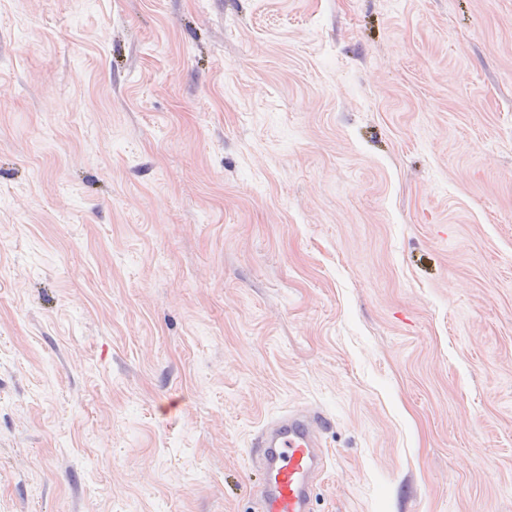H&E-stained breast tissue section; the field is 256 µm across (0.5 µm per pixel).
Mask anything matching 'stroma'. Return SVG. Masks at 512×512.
I'll list each match as a JSON object with an SVG mask.
<instances>
[{"label":"stroma","mask_w":512,"mask_h":512,"mask_svg":"<svg viewBox=\"0 0 512 512\" xmlns=\"http://www.w3.org/2000/svg\"><path fill=\"white\" fill-rule=\"evenodd\" d=\"M512 512V0H0V512ZM329 421L320 411L298 409L268 422L253 448L260 479L253 512H314V493L324 470L322 435Z\"/></svg>","instance_id":"stroma-1"}]
</instances>
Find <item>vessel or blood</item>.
I'll use <instances>...</instances> for the list:
<instances>
[{"label":"vessel or blood","instance_id":"b4317fda","mask_svg":"<svg viewBox=\"0 0 512 512\" xmlns=\"http://www.w3.org/2000/svg\"><path fill=\"white\" fill-rule=\"evenodd\" d=\"M329 425L319 411L298 409L266 423L253 450L260 476L254 512H314V493L324 470L322 435Z\"/></svg>","mask_w":512,"mask_h":512}]
</instances>
